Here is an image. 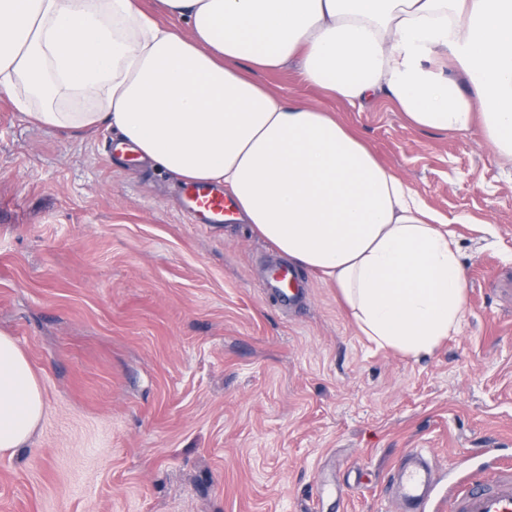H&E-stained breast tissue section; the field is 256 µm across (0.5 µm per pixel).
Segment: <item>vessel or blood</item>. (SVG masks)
Here are the masks:
<instances>
[{"label": "vessel or blood", "mask_w": 512, "mask_h": 512, "mask_svg": "<svg viewBox=\"0 0 512 512\" xmlns=\"http://www.w3.org/2000/svg\"><path fill=\"white\" fill-rule=\"evenodd\" d=\"M185 211L198 224H220L230 211L222 190L199 183L183 188ZM493 482L472 475L439 493L438 483L421 448L410 449L394 481L401 512H512V463L499 464Z\"/></svg>", "instance_id": "obj_1"}]
</instances>
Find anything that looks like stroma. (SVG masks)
Masks as SVG:
<instances>
[{
	"instance_id": "obj_1",
	"label": "stroma",
	"mask_w": 512,
	"mask_h": 512,
	"mask_svg": "<svg viewBox=\"0 0 512 512\" xmlns=\"http://www.w3.org/2000/svg\"><path fill=\"white\" fill-rule=\"evenodd\" d=\"M264 81L337 113L448 220L462 330L420 359L377 347L307 270L285 311L246 225L189 223L181 180L111 158L118 133L40 128L0 100V332L44 401L0 454V512H396L406 449L444 488L512 461V167L295 66Z\"/></svg>"
}]
</instances>
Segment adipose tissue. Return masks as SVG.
Returning <instances> with one entry per match:
<instances>
[{
    "instance_id": "obj_1",
    "label": "adipose tissue",
    "mask_w": 512,
    "mask_h": 512,
    "mask_svg": "<svg viewBox=\"0 0 512 512\" xmlns=\"http://www.w3.org/2000/svg\"><path fill=\"white\" fill-rule=\"evenodd\" d=\"M290 64L350 106L385 97L418 129L479 133L512 165V0H0V99L44 128L112 127L156 168L223 186L370 341L427 356L466 320L449 224L337 113L261 81ZM42 413L0 333V453Z\"/></svg>"
}]
</instances>
